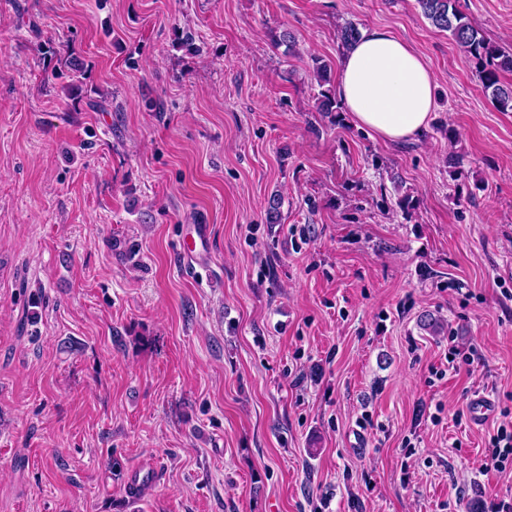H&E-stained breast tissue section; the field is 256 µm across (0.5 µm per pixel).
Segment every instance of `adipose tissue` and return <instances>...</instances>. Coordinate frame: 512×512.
Wrapping results in <instances>:
<instances>
[{
	"label": "adipose tissue",
	"instance_id": "adipose-tissue-1",
	"mask_svg": "<svg viewBox=\"0 0 512 512\" xmlns=\"http://www.w3.org/2000/svg\"><path fill=\"white\" fill-rule=\"evenodd\" d=\"M336 94L357 127L388 142L414 140L432 120V71L407 42L386 28L364 30L344 52Z\"/></svg>",
	"mask_w": 512,
	"mask_h": 512
}]
</instances>
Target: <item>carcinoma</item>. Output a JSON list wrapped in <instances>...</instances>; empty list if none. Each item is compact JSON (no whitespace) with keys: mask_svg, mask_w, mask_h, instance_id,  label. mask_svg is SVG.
I'll list each match as a JSON object with an SVG mask.
<instances>
[{"mask_svg":"<svg viewBox=\"0 0 512 512\" xmlns=\"http://www.w3.org/2000/svg\"><path fill=\"white\" fill-rule=\"evenodd\" d=\"M422 15L435 28L446 31L467 56L475 61L479 81L502 112H512V84L502 80L505 73L512 74V51H506L488 39L466 13L458 0H416ZM317 108L331 114L341 111L336 94L330 89L321 91Z\"/></svg>","mask_w":512,"mask_h":512,"instance_id":"cac0c4a2","label":"carcinoma"}]
</instances>
